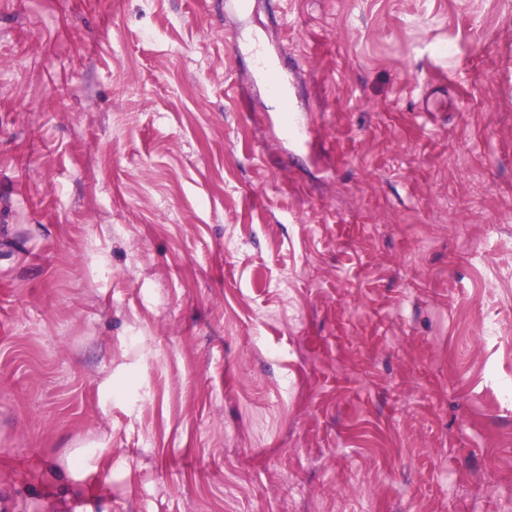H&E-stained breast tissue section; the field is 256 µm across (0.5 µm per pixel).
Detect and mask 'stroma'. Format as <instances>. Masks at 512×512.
<instances>
[{
  "instance_id": "35a3bbf8",
  "label": "stroma",
  "mask_w": 512,
  "mask_h": 512,
  "mask_svg": "<svg viewBox=\"0 0 512 512\" xmlns=\"http://www.w3.org/2000/svg\"><path fill=\"white\" fill-rule=\"evenodd\" d=\"M506 385L512 0H0V512H512Z\"/></svg>"
}]
</instances>
